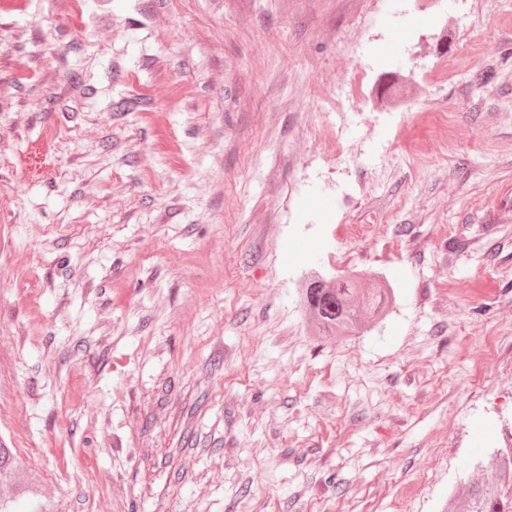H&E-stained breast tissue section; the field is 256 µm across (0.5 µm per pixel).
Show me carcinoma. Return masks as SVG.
<instances>
[{
	"label": "carcinoma",
	"instance_id": "obj_1",
	"mask_svg": "<svg viewBox=\"0 0 512 512\" xmlns=\"http://www.w3.org/2000/svg\"><path fill=\"white\" fill-rule=\"evenodd\" d=\"M305 304L323 331H355L361 317L377 310L382 297L362 293L347 280L306 288ZM494 468L470 479L462 491L448 500V512H512V447L493 451ZM0 483L13 487L0 495V512H54L42 494L38 477L18 469L12 449L0 447Z\"/></svg>",
	"mask_w": 512,
	"mask_h": 512
}]
</instances>
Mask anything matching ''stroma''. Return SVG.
<instances>
[{"mask_svg": "<svg viewBox=\"0 0 512 512\" xmlns=\"http://www.w3.org/2000/svg\"><path fill=\"white\" fill-rule=\"evenodd\" d=\"M391 3L0 0V443L58 512H446L512 433V0ZM316 272L389 300L319 335Z\"/></svg>", "mask_w": 512, "mask_h": 512, "instance_id": "stroma-1", "label": "stroma"}]
</instances>
